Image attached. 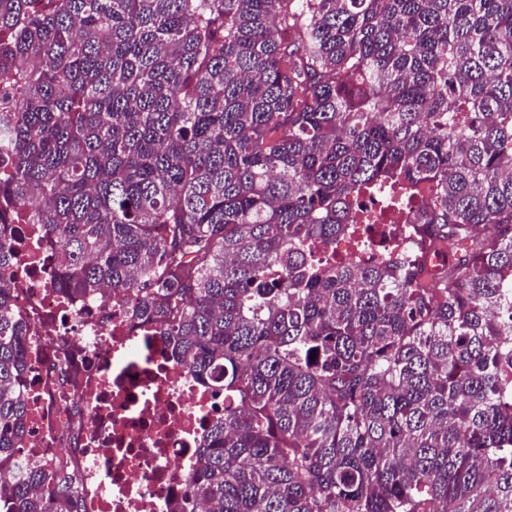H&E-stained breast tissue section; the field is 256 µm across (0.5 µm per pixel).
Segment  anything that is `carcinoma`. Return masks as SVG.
I'll return each instance as SVG.
<instances>
[{"mask_svg":"<svg viewBox=\"0 0 512 512\" xmlns=\"http://www.w3.org/2000/svg\"><path fill=\"white\" fill-rule=\"evenodd\" d=\"M425 181L441 267L313 256ZM0 220L224 391L172 512H512V0H0ZM17 263L0 512H78L12 475Z\"/></svg>","mask_w":512,"mask_h":512,"instance_id":"1","label":"carcinoma"}]
</instances>
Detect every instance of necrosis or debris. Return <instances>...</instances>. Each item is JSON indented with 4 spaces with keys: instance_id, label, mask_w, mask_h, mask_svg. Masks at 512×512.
Segmentation results:
<instances>
[{
    "instance_id": "4bbe7bcc",
    "label": "necrosis or debris",
    "mask_w": 512,
    "mask_h": 512,
    "mask_svg": "<svg viewBox=\"0 0 512 512\" xmlns=\"http://www.w3.org/2000/svg\"><path fill=\"white\" fill-rule=\"evenodd\" d=\"M11 239L16 303L30 325L20 461L51 471L70 459L81 512H170L223 395L181 370L163 336L131 327L120 303L63 299L54 247L34 244L27 225H12Z\"/></svg>"
}]
</instances>
